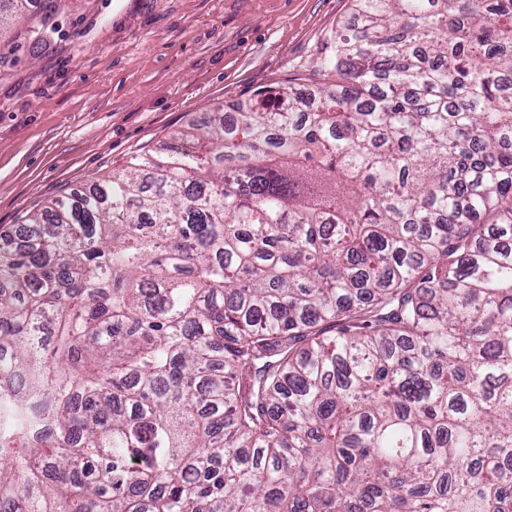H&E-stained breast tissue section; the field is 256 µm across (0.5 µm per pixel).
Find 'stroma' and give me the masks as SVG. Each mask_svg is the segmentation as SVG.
<instances>
[{"label":"stroma","mask_w":512,"mask_h":512,"mask_svg":"<svg viewBox=\"0 0 512 512\" xmlns=\"http://www.w3.org/2000/svg\"><path fill=\"white\" fill-rule=\"evenodd\" d=\"M352 0H38L0 28V232L221 102L303 82Z\"/></svg>","instance_id":"35a3bbf8"}]
</instances>
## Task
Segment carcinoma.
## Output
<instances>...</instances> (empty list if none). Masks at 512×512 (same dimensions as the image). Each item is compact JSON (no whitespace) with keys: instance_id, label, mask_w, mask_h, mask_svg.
Returning a JSON list of instances; mask_svg holds the SVG:
<instances>
[{"instance_id":"cac0c4a2","label":"carcinoma","mask_w":512,"mask_h":512,"mask_svg":"<svg viewBox=\"0 0 512 512\" xmlns=\"http://www.w3.org/2000/svg\"><path fill=\"white\" fill-rule=\"evenodd\" d=\"M352 2L0 234V512H512V0Z\"/></svg>"}]
</instances>
